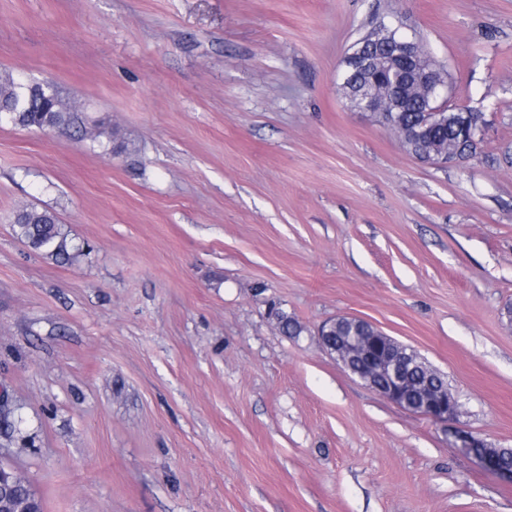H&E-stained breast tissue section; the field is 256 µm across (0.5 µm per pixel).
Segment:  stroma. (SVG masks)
Listing matches in <instances>:
<instances>
[{"instance_id": "stroma-1", "label": "stroma", "mask_w": 512, "mask_h": 512, "mask_svg": "<svg viewBox=\"0 0 512 512\" xmlns=\"http://www.w3.org/2000/svg\"><path fill=\"white\" fill-rule=\"evenodd\" d=\"M382 22L478 113L468 162L350 110L343 58ZM5 70L103 130L0 123V460L44 512H512L455 444L512 448V0H0ZM22 207L90 252L30 251ZM338 316L415 349L459 415L352 377L317 342Z\"/></svg>"}]
</instances>
